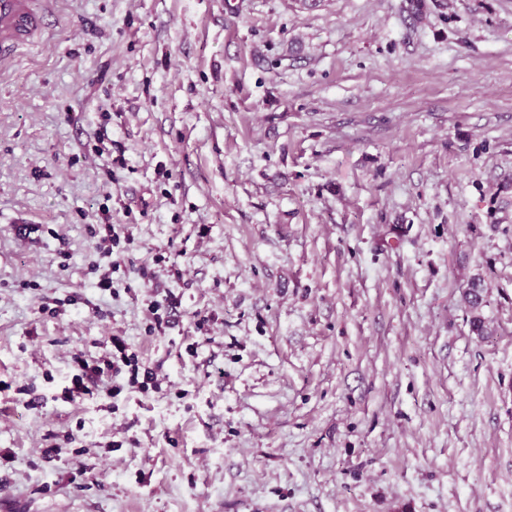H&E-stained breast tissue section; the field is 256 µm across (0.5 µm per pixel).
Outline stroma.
Segmentation results:
<instances>
[{
	"instance_id": "1",
	"label": "stroma",
	"mask_w": 512,
	"mask_h": 512,
	"mask_svg": "<svg viewBox=\"0 0 512 512\" xmlns=\"http://www.w3.org/2000/svg\"><path fill=\"white\" fill-rule=\"evenodd\" d=\"M115 336L156 386L64 400ZM2 504L512 512V0H46L0 61ZM485 286L481 278H473L465 292V298L472 311L471 326L472 330L477 334H483L486 331V326L479 311L481 309L484 298Z\"/></svg>"
}]
</instances>
